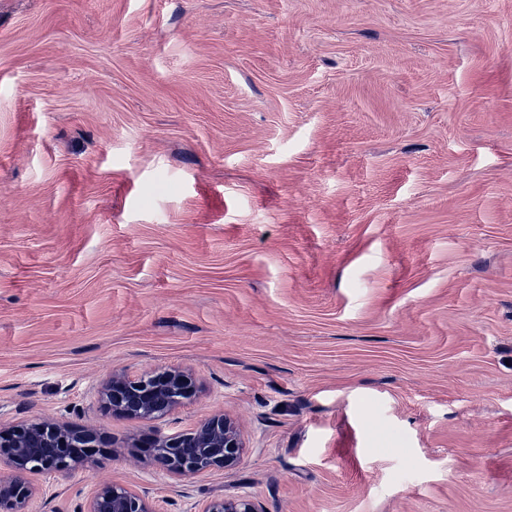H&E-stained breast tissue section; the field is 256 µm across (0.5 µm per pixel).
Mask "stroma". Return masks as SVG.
Instances as JSON below:
<instances>
[{
	"label": "stroma",
	"instance_id": "obj_1",
	"mask_svg": "<svg viewBox=\"0 0 512 512\" xmlns=\"http://www.w3.org/2000/svg\"><path fill=\"white\" fill-rule=\"evenodd\" d=\"M218 413L234 468L134 446ZM48 416L105 443L30 512H512V0H0V424ZM195 390L191 374L166 370L130 378L112 373L100 388V399L112 414L141 423H150L175 409ZM146 494L111 483L99 484L78 512H156ZM198 512H259L255 502L246 495L216 498L206 502Z\"/></svg>",
	"mask_w": 512,
	"mask_h": 512
}]
</instances>
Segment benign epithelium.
<instances>
[{
  "label": "benign epithelium",
  "instance_id": "7a95c632",
  "mask_svg": "<svg viewBox=\"0 0 512 512\" xmlns=\"http://www.w3.org/2000/svg\"><path fill=\"white\" fill-rule=\"evenodd\" d=\"M195 382L183 370H166L131 378L113 372L100 388V399L112 414L150 423L175 409L191 396ZM103 438L85 425L45 418L37 422L0 426V457L7 466L0 471V512H29L35 488L30 474L67 473L84 461L82 452L98 448ZM139 447L148 460L172 476L201 474L213 468H233L243 443L238 425L222 414L214 415L191 432L178 435L148 433ZM78 512H156L148 496L111 483L98 485ZM199 512H259L246 495L216 498Z\"/></svg>",
  "mask_w": 512,
  "mask_h": 512
}]
</instances>
